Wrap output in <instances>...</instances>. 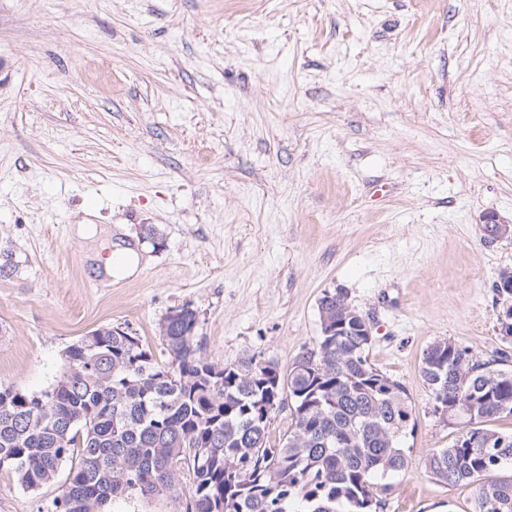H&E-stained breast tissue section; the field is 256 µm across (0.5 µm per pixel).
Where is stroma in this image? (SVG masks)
Returning a JSON list of instances; mask_svg holds the SVG:
<instances>
[{
    "instance_id": "stroma-1",
    "label": "stroma",
    "mask_w": 512,
    "mask_h": 512,
    "mask_svg": "<svg viewBox=\"0 0 512 512\" xmlns=\"http://www.w3.org/2000/svg\"><path fill=\"white\" fill-rule=\"evenodd\" d=\"M488 212L512 224V0H0L2 386L47 389L103 325L166 360L183 306L214 365L285 369L342 288L413 406L382 512H471L424 470L457 430L419 362L444 338L512 370ZM84 219L141 272L106 286ZM68 473L0 471V512H46Z\"/></svg>"
}]
</instances>
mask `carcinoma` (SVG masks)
I'll return each mask as SVG.
<instances>
[{"instance_id": "1", "label": "carcinoma", "mask_w": 512, "mask_h": 512, "mask_svg": "<svg viewBox=\"0 0 512 512\" xmlns=\"http://www.w3.org/2000/svg\"><path fill=\"white\" fill-rule=\"evenodd\" d=\"M493 288L512 299V269ZM319 336L288 369L251 357L218 367L188 307L163 324L159 362L130 327L107 326L70 346L48 389L0 385V470L28 490L70 462L48 512H105L132 491L184 499L183 512H377L374 478L409 468L400 436L412 416L406 388L369 361L373 337L342 289L317 304ZM420 377L434 409L461 423L426 471L476 484L472 512H512V371L437 339ZM285 427L270 444L279 415Z\"/></svg>"}]
</instances>
